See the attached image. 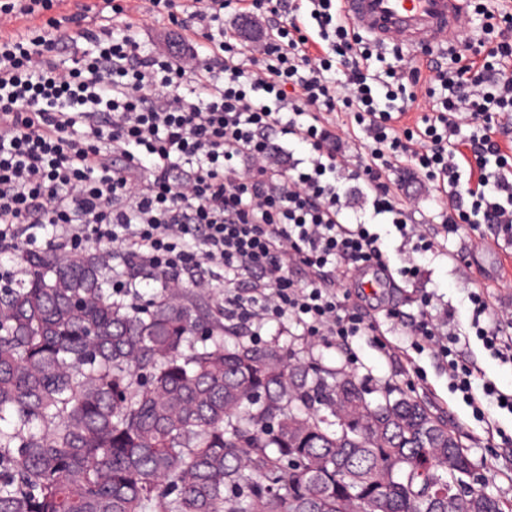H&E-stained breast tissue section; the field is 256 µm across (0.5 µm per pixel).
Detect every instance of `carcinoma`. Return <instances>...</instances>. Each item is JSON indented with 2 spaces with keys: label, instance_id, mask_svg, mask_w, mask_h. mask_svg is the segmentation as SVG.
Wrapping results in <instances>:
<instances>
[{
  "label": "carcinoma",
  "instance_id": "obj_1",
  "mask_svg": "<svg viewBox=\"0 0 512 512\" xmlns=\"http://www.w3.org/2000/svg\"><path fill=\"white\" fill-rule=\"evenodd\" d=\"M0 288V512H505L411 393L235 328L170 289L112 296L84 251Z\"/></svg>",
  "mask_w": 512,
  "mask_h": 512
}]
</instances>
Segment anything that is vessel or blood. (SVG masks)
Instances as JSON below:
<instances>
[{
    "instance_id": "obj_1",
    "label": "vessel or blood",
    "mask_w": 512,
    "mask_h": 512,
    "mask_svg": "<svg viewBox=\"0 0 512 512\" xmlns=\"http://www.w3.org/2000/svg\"><path fill=\"white\" fill-rule=\"evenodd\" d=\"M348 23L364 37L411 52L436 48L456 30L468 0H341Z\"/></svg>"
}]
</instances>
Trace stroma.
I'll return each mask as SVG.
<instances>
[{
  "label": "stroma",
  "mask_w": 512,
  "mask_h": 512,
  "mask_svg": "<svg viewBox=\"0 0 512 512\" xmlns=\"http://www.w3.org/2000/svg\"><path fill=\"white\" fill-rule=\"evenodd\" d=\"M387 257L393 285L381 295L362 298L357 288H349L366 320L375 322L387 342L396 348L395 356L383 355L372 341L356 345V363H348L335 344L303 335L301 329L275 322L265 325L256 336L259 345H276L298 356L314 357L324 364L350 369L369 387L396 386L412 392L448 421L460 443L467 448L477 471L485 478L487 491L512 503V413L489 407L488 418L475 420L460 395L448 387V370L433 353L411 354L410 338L404 329L420 313L418 294L402 274L408 262H416L422 271L420 285L434 297L435 308L455 310L459 328H467L472 277L485 287L491 310L512 309V252L497 245L498 228L479 225L470 230L461 225L458 232L444 240V252H420L407 257L400 249L401 238L389 224H376ZM394 309L403 325L390 326L386 311Z\"/></svg>",
  "instance_id": "35a3bbf8"
}]
</instances>
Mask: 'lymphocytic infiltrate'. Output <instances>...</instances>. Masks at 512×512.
Wrapping results in <instances>:
<instances>
[{"label":"lymphocytic infiltrate","instance_id":"f902f5d3","mask_svg":"<svg viewBox=\"0 0 512 512\" xmlns=\"http://www.w3.org/2000/svg\"><path fill=\"white\" fill-rule=\"evenodd\" d=\"M339 2L150 0L135 13L95 0L94 27L77 36L56 0H0V252L34 251L49 225L72 252L111 247L116 296L159 275L175 291L221 285L225 320L248 329L286 317L348 350L375 327L326 271L345 278L386 259L367 224L344 222L340 180L363 184L409 253L437 242L409 221L417 200L390 178L402 168L441 201L443 233L494 224L512 241V131L501 123L512 113V0H471L470 15L506 22L488 48L423 60L397 46L381 73ZM231 12L263 21L262 40L225 25ZM31 15L42 24L24 26ZM153 19L173 26L176 53L141 39ZM339 124L362 133L358 149ZM291 138L307 157L275 167V142ZM469 299L470 331L511 363L512 311L492 312L479 286ZM432 301L420 292L411 348L442 359L474 416L487 398L512 411V393L492 382L475 397L480 368L452 310L432 313Z\"/></svg>","mask_w":512,"mask_h":512}]
</instances>
